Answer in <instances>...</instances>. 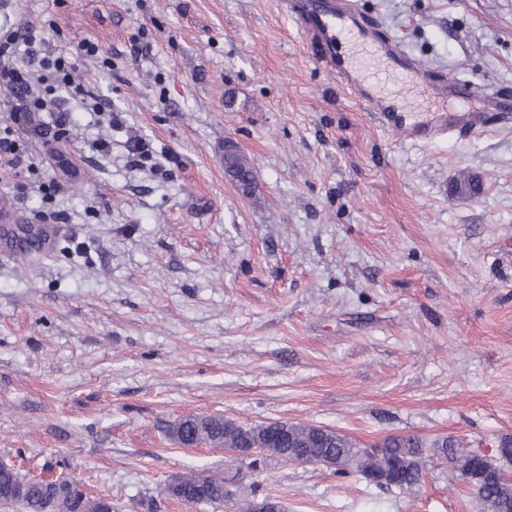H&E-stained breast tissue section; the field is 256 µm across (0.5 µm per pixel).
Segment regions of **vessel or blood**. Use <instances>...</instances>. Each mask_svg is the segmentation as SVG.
I'll list each match as a JSON object with an SVG mask.
<instances>
[{
    "mask_svg": "<svg viewBox=\"0 0 512 512\" xmlns=\"http://www.w3.org/2000/svg\"><path fill=\"white\" fill-rule=\"evenodd\" d=\"M282 6L312 48L315 61L357 102L380 113L387 126H408L412 138L424 142L447 132L444 112L426 122L408 120L400 99L410 95L479 100L478 110L465 120L472 129L483 127L490 118L512 124V100L493 86L478 87L450 72L430 78L426 64L398 40L383 35L377 23L363 19L353 0H282Z\"/></svg>",
    "mask_w": 512,
    "mask_h": 512,
    "instance_id": "b4317fda",
    "label": "vessel or blood"
}]
</instances>
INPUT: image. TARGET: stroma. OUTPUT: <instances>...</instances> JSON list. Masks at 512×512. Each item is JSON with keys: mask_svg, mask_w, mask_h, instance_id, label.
Segmentation results:
<instances>
[{"mask_svg": "<svg viewBox=\"0 0 512 512\" xmlns=\"http://www.w3.org/2000/svg\"><path fill=\"white\" fill-rule=\"evenodd\" d=\"M356 4L434 71L512 96V0ZM24 23L86 95L62 100L51 162L0 167L15 205L0 222V459L112 512H237L169 497L190 468L285 512H483L437 462L403 493L165 429L220 414L495 454L512 437V127L424 143L384 129L280 0L0 6V28ZM84 40L101 54H78ZM228 141L252 193L224 172ZM462 175L478 195L455 191Z\"/></svg>", "mask_w": 512, "mask_h": 512, "instance_id": "obj_1", "label": "stroma"}]
</instances>
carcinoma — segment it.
<instances>
[{
    "mask_svg": "<svg viewBox=\"0 0 512 512\" xmlns=\"http://www.w3.org/2000/svg\"><path fill=\"white\" fill-rule=\"evenodd\" d=\"M224 171L246 193L254 182L249 160L231 146H224ZM167 435L181 445L210 444L215 448H259L278 457L288 449V460L298 464H322L341 473L354 471L378 488L411 491L422 479L427 458L448 465L451 479H463L472 488L484 512H512V482L501 461H512V439L503 438L495 456L480 455L453 438L437 439L425 456L423 443L410 435H394L372 448H361L348 436L305 422H272L243 426L219 415L187 416L171 422ZM167 494L192 504H221L226 495L224 475L191 470L166 486ZM0 503L21 512H112L106 497L86 496L69 480H44L22 476L0 461ZM238 512H283L278 497H261L249 489Z\"/></svg>",
    "mask_w": 512,
    "mask_h": 512,
    "instance_id": "1",
    "label": "carcinoma"
}]
</instances>
